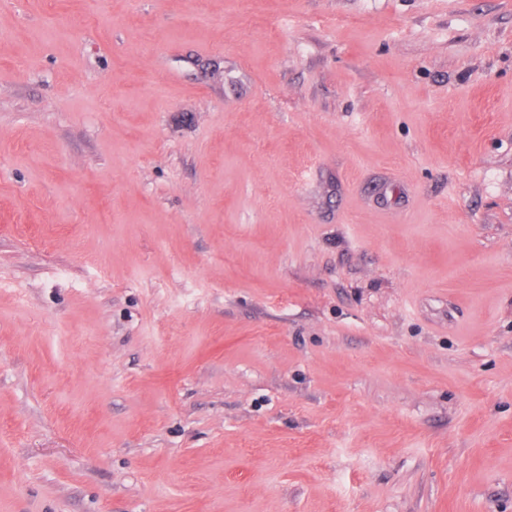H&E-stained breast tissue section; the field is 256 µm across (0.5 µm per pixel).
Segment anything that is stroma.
<instances>
[{
  "mask_svg": "<svg viewBox=\"0 0 512 512\" xmlns=\"http://www.w3.org/2000/svg\"><path fill=\"white\" fill-rule=\"evenodd\" d=\"M0 512H512V0H0Z\"/></svg>",
  "mask_w": 512,
  "mask_h": 512,
  "instance_id": "1",
  "label": "stroma"
}]
</instances>
